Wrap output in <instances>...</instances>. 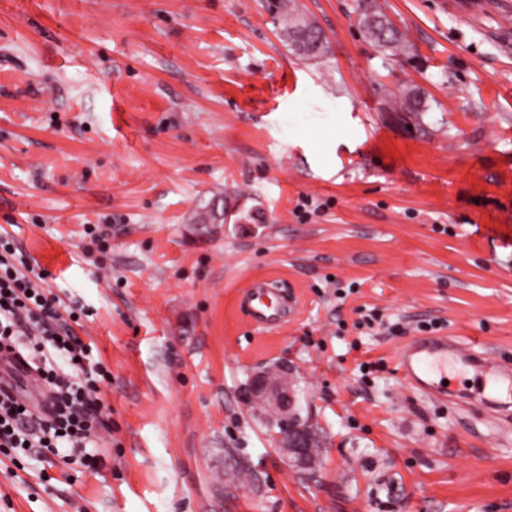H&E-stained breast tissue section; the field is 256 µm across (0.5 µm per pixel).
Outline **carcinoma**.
Returning <instances> with one entry per match:
<instances>
[{
    "mask_svg": "<svg viewBox=\"0 0 512 512\" xmlns=\"http://www.w3.org/2000/svg\"><path fill=\"white\" fill-rule=\"evenodd\" d=\"M360 24L365 38L384 52L398 56L406 52V34L389 18L376 0H359ZM270 10L282 41L296 55L318 60L329 52V43L318 24L299 11L296 0H270ZM403 112L425 110L423 96L414 87L398 95Z\"/></svg>",
    "mask_w": 512,
    "mask_h": 512,
    "instance_id": "carcinoma-1",
    "label": "carcinoma"
}]
</instances>
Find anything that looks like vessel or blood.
I'll return each instance as SVG.
<instances>
[{
  "mask_svg": "<svg viewBox=\"0 0 512 512\" xmlns=\"http://www.w3.org/2000/svg\"><path fill=\"white\" fill-rule=\"evenodd\" d=\"M242 307L259 327L273 330L295 317L298 302L294 294L258 280L247 291ZM464 352L460 342H449L444 336L418 337L400 349L397 370L410 387L425 394L445 396L462 382L460 374L449 371L448 361L463 357Z\"/></svg>",
  "mask_w": 512,
  "mask_h": 512,
  "instance_id": "1",
  "label": "vessel or blood"
}]
</instances>
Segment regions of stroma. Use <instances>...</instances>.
Returning <instances> with one entry per match:
<instances>
[{
    "instance_id": "obj_1",
    "label": "stroma",
    "mask_w": 512,
    "mask_h": 512,
    "mask_svg": "<svg viewBox=\"0 0 512 512\" xmlns=\"http://www.w3.org/2000/svg\"><path fill=\"white\" fill-rule=\"evenodd\" d=\"M378 2L411 60L357 0H297L317 62L266 0H0V236L112 374L99 471L0 455V512H512V416L467 363L438 400L395 361L429 322L512 363V0ZM261 278L300 298L272 331L240 307ZM274 363L314 477L243 399ZM270 10L282 41L296 55L318 60L329 52V43L318 24L299 11L295 0H272ZM360 24L365 38L391 56L406 52V34L389 18L376 0H360Z\"/></svg>"
}]
</instances>
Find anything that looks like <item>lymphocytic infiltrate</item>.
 <instances>
[{
  "instance_id": "f902f5d3",
  "label": "lymphocytic infiltrate",
  "mask_w": 512,
  "mask_h": 512,
  "mask_svg": "<svg viewBox=\"0 0 512 512\" xmlns=\"http://www.w3.org/2000/svg\"><path fill=\"white\" fill-rule=\"evenodd\" d=\"M45 272L0 238V355L47 392L43 414L25 407L13 387L0 386V453L36 450L61 461L78 458L98 471V428L110 373L74 336L77 314L46 292Z\"/></svg>"
}]
</instances>
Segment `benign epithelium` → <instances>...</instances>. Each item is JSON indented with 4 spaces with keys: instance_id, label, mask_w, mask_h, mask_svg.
I'll list each match as a JSON object with an SVG mask.
<instances>
[{
    "instance_id": "1",
    "label": "benign epithelium",
    "mask_w": 512,
    "mask_h": 512,
    "mask_svg": "<svg viewBox=\"0 0 512 512\" xmlns=\"http://www.w3.org/2000/svg\"><path fill=\"white\" fill-rule=\"evenodd\" d=\"M247 401L268 419L281 425V451L302 470H312L317 438L313 430L296 421L292 386L275 381L266 371L255 374L246 388Z\"/></svg>"
}]
</instances>
